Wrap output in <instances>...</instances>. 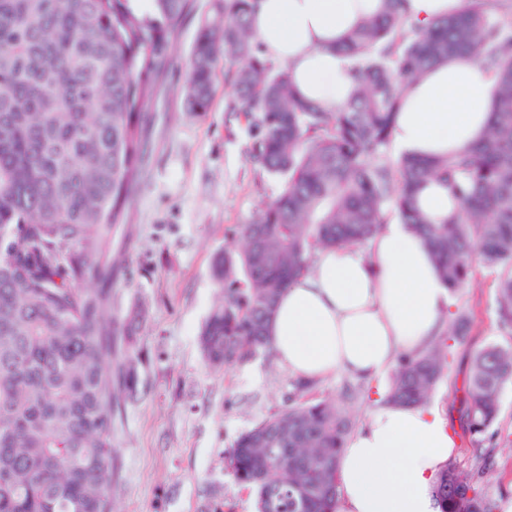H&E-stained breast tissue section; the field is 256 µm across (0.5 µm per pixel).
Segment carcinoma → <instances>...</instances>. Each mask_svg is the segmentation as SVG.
I'll return each instance as SVG.
<instances>
[{"mask_svg":"<svg viewBox=\"0 0 512 512\" xmlns=\"http://www.w3.org/2000/svg\"><path fill=\"white\" fill-rule=\"evenodd\" d=\"M403 0H385L339 47L353 65L348 104L299 98L248 30L252 0H224L200 27L184 95L209 110L218 58L255 132L251 158L282 178L249 224L224 227L239 249L216 254L219 298L200 332L206 362L231 368L271 353L278 298L318 249L362 246L386 205L423 239L452 293L470 258L495 275L496 310L512 327V0H471L464 13L417 32ZM190 0H0V512H112V419L136 392L112 317V227L141 178L140 111L169 64L170 38ZM454 56L493 74L492 118L476 145L440 160L381 162L406 85ZM435 179L459 210L439 224L417 207ZM453 313L435 347L398 358L381 402L425 406L452 344L472 331ZM512 383V345L473 354L459 424L472 463L453 459L435 482L439 512H497L485 491L482 443ZM288 404L242 433L225 467L255 492L256 512H337L338 460L354 427L355 393L317 398L295 378Z\"/></svg>","mask_w":512,"mask_h":512,"instance_id":"carcinoma-1","label":"carcinoma"}]
</instances>
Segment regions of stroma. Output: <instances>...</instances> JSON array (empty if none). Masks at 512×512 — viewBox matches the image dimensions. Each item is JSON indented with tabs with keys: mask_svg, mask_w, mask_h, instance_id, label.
<instances>
[{
	"mask_svg": "<svg viewBox=\"0 0 512 512\" xmlns=\"http://www.w3.org/2000/svg\"><path fill=\"white\" fill-rule=\"evenodd\" d=\"M162 74L141 117L148 136L142 179L112 233L121 260L112 273V315L143 317L119 353L137 367L138 392L112 421L116 492L112 512H256L254 496L233 481L224 457L238 436L286 403L291 376L271 355L229 370L204 360L199 334L213 305V256L224 228L249 223L280 191L278 179L250 159L252 135L241 104L217 62L209 111L190 112L183 87L200 25L217 18L224 0H191ZM470 285L454 306L474 320L465 344L453 348L430 401L457 424L455 398L471 355L488 344H512L499 324L494 277L472 259ZM498 433L483 451L493 499L512 492V384L501 394Z\"/></svg>",
	"mask_w": 512,
	"mask_h": 512,
	"instance_id": "stroma-1",
	"label": "stroma"
}]
</instances>
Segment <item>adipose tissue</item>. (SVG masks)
Here are the masks:
<instances>
[{"instance_id": "1", "label": "adipose tissue", "mask_w": 512, "mask_h": 512, "mask_svg": "<svg viewBox=\"0 0 512 512\" xmlns=\"http://www.w3.org/2000/svg\"><path fill=\"white\" fill-rule=\"evenodd\" d=\"M467 0H404L405 24L423 30L464 10ZM382 0H254L249 27L266 58L282 64L300 98L343 105L351 62L336 45ZM496 86L468 57L449 59L408 84L392 141L401 152L447 157L471 148L490 121ZM451 314V298L423 240L385 224L368 248L317 251L311 269L278 300L271 348L296 378L343 373L378 386L397 358L429 347ZM456 454L443 413L428 407L372 409L339 459L338 512H439L433 488Z\"/></svg>"}]
</instances>
